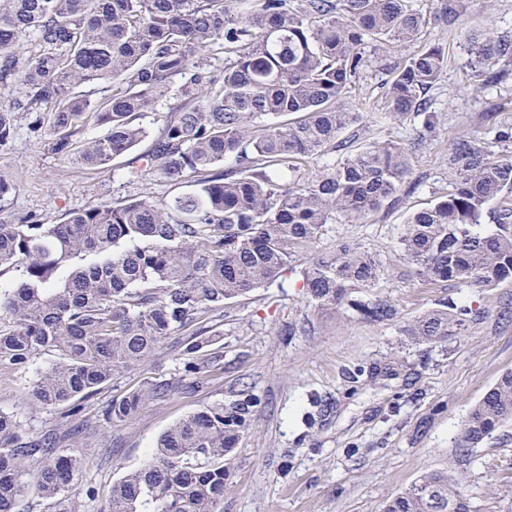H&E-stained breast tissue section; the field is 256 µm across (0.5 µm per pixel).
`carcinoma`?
I'll return each instance as SVG.
<instances>
[{
    "mask_svg": "<svg viewBox=\"0 0 512 512\" xmlns=\"http://www.w3.org/2000/svg\"><path fill=\"white\" fill-rule=\"evenodd\" d=\"M426 24L414 0H0V82L25 98L0 104V150L12 141L17 113L44 112L54 150L88 167L108 164L145 137L142 119L169 103L150 148L128 162L130 181L156 176L193 191L157 203L148 197L100 203L60 224L34 217L0 224V364L54 360L39 372L33 404L81 402L153 357L178 331L183 375L199 380L224 368L217 325L224 305L255 288L277 285L292 264H305L302 288L319 312L347 306L363 319H394L384 299H354L379 277L376 260L357 246L310 254L336 218L362 221L394 196L411 174L394 141L356 146L343 132L363 119L343 105L370 43L413 44ZM470 57L471 76L495 86L512 62V34L491 27L452 31ZM36 50L20 58L24 40ZM225 49L236 57L213 63ZM448 64L440 42L390 69V114L421 110V96ZM97 85L91 99L79 87ZM299 113L301 119L279 117ZM95 119L103 134L76 144L80 124ZM342 158L305 180L307 159ZM454 185L435 204L407 218L399 248L424 281L480 286L512 280V210L485 230L487 205L512 190V155L492 159L470 136L448 153ZM478 312L433 309L407 333L439 344ZM169 383L141 386L105 408L125 422ZM258 398L242 393L173 423L149 461L112 486L109 512H221L224 462L248 429ZM512 421V371L470 408L456 439L459 454L479 447ZM20 421L0 411V512H19L37 468L34 494L81 512L82 457L56 439H26ZM382 512H475L471 498L443 474L423 476L388 498Z\"/></svg>",
    "mask_w": 512,
    "mask_h": 512,
    "instance_id": "carcinoma-1",
    "label": "carcinoma"
}]
</instances>
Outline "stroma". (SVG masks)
I'll use <instances>...</instances> for the list:
<instances>
[{"instance_id":"obj_1","label":"stroma","mask_w":512,"mask_h":512,"mask_svg":"<svg viewBox=\"0 0 512 512\" xmlns=\"http://www.w3.org/2000/svg\"><path fill=\"white\" fill-rule=\"evenodd\" d=\"M420 3L427 21L421 43L440 42L448 52L447 67L424 95L437 121L428 130L416 114L394 119L387 110L389 77L380 66L356 77L346 102L365 115L352 130L357 142L410 145L412 171L395 198L365 220L328 225L313 247L322 253L349 243L372 253L382 272L361 295L389 300L395 319L370 322L348 308L318 314L296 268L286 273L283 286L254 289L225 306L224 368L193 390L182 373L181 332L84 401L74 417L29 399L46 358L24 369L0 365V410L15 414L31 438L50 433L60 446L79 449L82 485L93 490L83 512H108L113 484L147 462L170 425L230 402L243 389L259 403L226 464L223 512H381L387 498L432 471L447 473L478 512H512V422L471 449L466 461H458L454 448L471 406L512 370V321L500 317L503 301L512 300V281L491 288L426 284L400 259L397 247L408 214L451 188L448 150L456 138L478 139L494 159L512 154V69L496 87H477L466 49L448 32L443 0ZM461 4L458 25L512 32V0ZM34 118L20 113L10 146L0 151V173L14 181L0 206L5 214L58 224L91 205L140 196L163 202L190 190L159 177L125 183L123 155L102 167L63 158L48 128L32 131ZM442 300L480 316L441 344L406 336V328ZM151 381L168 382L171 389L145 401L127 422H105L104 408L113 397ZM314 399L319 408L311 407Z\"/></svg>"}]
</instances>
